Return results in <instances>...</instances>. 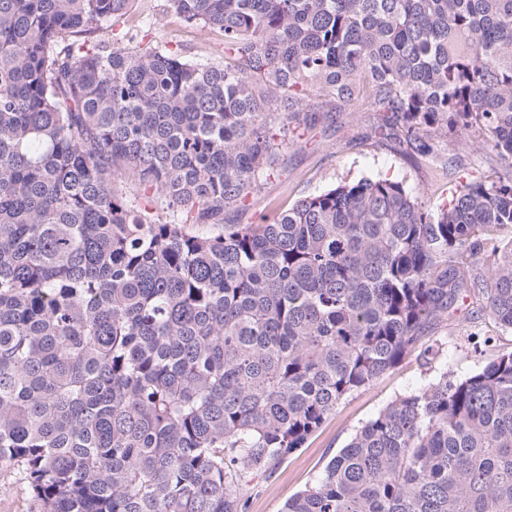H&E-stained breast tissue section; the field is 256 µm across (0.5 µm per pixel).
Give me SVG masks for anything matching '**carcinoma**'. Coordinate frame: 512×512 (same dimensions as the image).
<instances>
[{
  "label": "carcinoma",
  "instance_id": "1",
  "mask_svg": "<svg viewBox=\"0 0 512 512\" xmlns=\"http://www.w3.org/2000/svg\"><path fill=\"white\" fill-rule=\"evenodd\" d=\"M133 2L0 0V465L37 512H246L512 228V180L432 214L387 178L226 224L265 115L308 130L366 79L407 147L477 127L512 163V0H168L218 62L105 38ZM485 295L512 328V242ZM283 512H512V353L393 400Z\"/></svg>",
  "mask_w": 512,
  "mask_h": 512
}]
</instances>
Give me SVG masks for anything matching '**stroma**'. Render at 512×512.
Listing matches in <instances>:
<instances>
[{
  "label": "stroma",
  "instance_id": "stroma-1",
  "mask_svg": "<svg viewBox=\"0 0 512 512\" xmlns=\"http://www.w3.org/2000/svg\"><path fill=\"white\" fill-rule=\"evenodd\" d=\"M133 14L149 18L150 24L131 31L132 45L178 47L186 56L204 53L212 59L224 49L218 34L174 16L168 0H136ZM377 124L372 93L365 87L339 111L324 113L303 138L279 136L273 171L262 176L244 206L231 213V222L259 223L261 215L271 209L291 207L304 197L363 177L403 182L433 213L461 185L512 178V163L483 147L479 130H470L463 140L455 135L435 136L434 152L420 154L400 147L397 136L377 134ZM511 239L512 234L502 233L498 242L487 243L470 258L476 287L431 328L433 338L442 345V355L430 361L421 351H413L370 385L346 396L305 445L270 477L247 482V512H282L291 497L317 479L355 431L396 397L426 387L444 372L452 378L466 377L512 352V330L488 314L481 290L501 256L502 242Z\"/></svg>",
  "mask_w": 512,
  "mask_h": 512
}]
</instances>
